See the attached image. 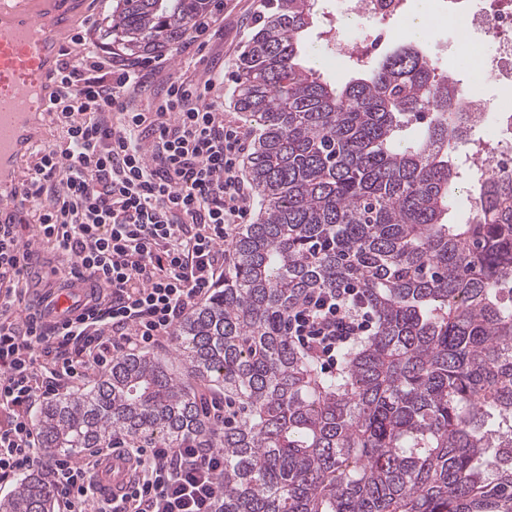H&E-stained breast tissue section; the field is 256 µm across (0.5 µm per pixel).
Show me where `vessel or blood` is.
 Segmentation results:
<instances>
[{"mask_svg": "<svg viewBox=\"0 0 512 512\" xmlns=\"http://www.w3.org/2000/svg\"><path fill=\"white\" fill-rule=\"evenodd\" d=\"M69 21L70 10L63 7L39 16L19 13L11 24L0 22V219L17 212L18 161L41 144L36 121L51 114L54 78L64 50L55 32ZM83 298L82 283L74 282L55 297L53 316H69ZM132 469V460L113 454L100 468V491L110 495L127 487Z\"/></svg>", "mask_w": 512, "mask_h": 512, "instance_id": "b4317fda", "label": "vessel or blood"}]
</instances>
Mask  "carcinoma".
Instances as JSON below:
<instances>
[{"instance_id": "1", "label": "carcinoma", "mask_w": 512, "mask_h": 512, "mask_svg": "<svg viewBox=\"0 0 512 512\" xmlns=\"http://www.w3.org/2000/svg\"><path fill=\"white\" fill-rule=\"evenodd\" d=\"M211 0H116L112 41L169 51ZM313 0H274L238 64L236 108L256 118L247 169L261 206L224 287L175 328L180 364L112 360L34 416L47 458L142 446L224 452L216 512H512V174L448 221V142L464 94L402 46L341 87L303 63ZM421 135L401 144L409 119ZM356 281L372 335L326 374L284 331L316 288ZM224 390V426L194 384ZM44 469L0 512H53Z\"/></svg>"}]
</instances>
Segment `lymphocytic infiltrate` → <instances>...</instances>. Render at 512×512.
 <instances>
[{"mask_svg":"<svg viewBox=\"0 0 512 512\" xmlns=\"http://www.w3.org/2000/svg\"><path fill=\"white\" fill-rule=\"evenodd\" d=\"M160 57L118 60L115 51L62 60L52 109L67 133L63 150H37L21 185L38 211V238L0 224V487L34 466L55 487L58 512H214L222 490L221 449L129 446L130 490L100 498L97 468L86 459H42L32 411L112 366L121 351L171 341L179 321L224 275L232 244L251 216L243 165L251 138L219 106L223 77L164 76L149 109L139 101L163 75ZM62 257L60 269L94 293L68 320L50 311L20 314L32 285L34 244ZM375 314L361 288L316 289L288 314L286 334L321 370L337 350L370 335Z\"/></svg>","mask_w":512,"mask_h":512,"instance_id":"lymphocytic-infiltrate-1","label":"lymphocytic infiltrate"}]
</instances>
